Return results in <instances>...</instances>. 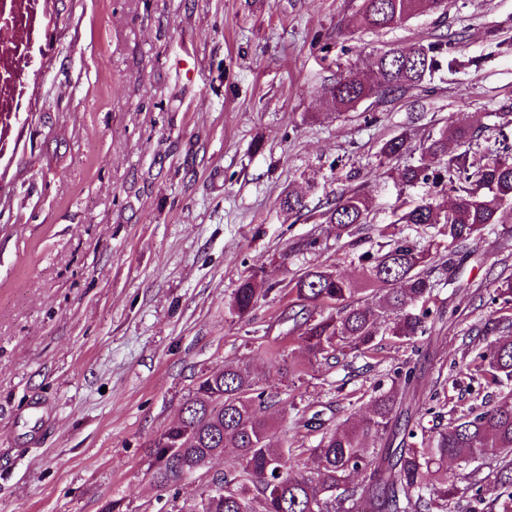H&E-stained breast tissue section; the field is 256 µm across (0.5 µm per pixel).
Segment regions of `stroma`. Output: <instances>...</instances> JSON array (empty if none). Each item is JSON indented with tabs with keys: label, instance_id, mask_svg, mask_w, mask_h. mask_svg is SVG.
<instances>
[{
	"label": "stroma",
	"instance_id": "35a3bbf8",
	"mask_svg": "<svg viewBox=\"0 0 512 512\" xmlns=\"http://www.w3.org/2000/svg\"><path fill=\"white\" fill-rule=\"evenodd\" d=\"M361 4L48 0L29 116L0 159V512H190L232 451L161 494L148 444L202 375L240 361L288 403L273 432L305 451L368 416L400 368L417 372L422 427L496 404L468 364L512 272V216L461 252V286L436 290L444 317L425 336L331 367L284 317L309 265L362 281L380 234L447 254L436 229L392 224L433 188L403 187L408 160L384 157L387 140L452 121L512 139V0H448L381 31L358 26ZM439 39L457 70L350 111L326 101L347 69L369 75L390 48ZM350 190L371 199L352 238L279 205L298 191L316 211ZM311 237L324 250L299 252ZM254 272L270 289L241 320L229 304ZM286 358L307 367L292 383Z\"/></svg>",
	"mask_w": 512,
	"mask_h": 512
}]
</instances>
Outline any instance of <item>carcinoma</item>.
Returning <instances> with one entry per match:
<instances>
[{"instance_id":"obj_1","label":"carcinoma","mask_w":512,"mask_h":512,"mask_svg":"<svg viewBox=\"0 0 512 512\" xmlns=\"http://www.w3.org/2000/svg\"><path fill=\"white\" fill-rule=\"evenodd\" d=\"M446 0H363L358 24L370 30L398 26L416 15L423 6L439 10ZM447 62L446 43L394 47L376 62V76L368 79L358 71L344 73L325 89L332 107L349 110L371 98L405 92L423 83ZM465 147L448 154V143ZM409 137L401 133L387 140L381 153L388 158L410 152ZM424 152L438 161L433 167L419 163L404 168L408 186L431 184L450 188L455 201L448 204L436 197L416 204L405 202L393 212L394 224L440 227L448 238V260L466 247L475 234L499 223V215L512 208V146L507 138L481 144V131L464 122L441 127L428 138ZM280 206L300 213L307 208L304 197L288 192ZM369 198L359 191L340 194L321 217L332 226L336 237H350L367 223ZM365 266L361 284L345 279L325 266L313 267L293 280L301 310L306 311L304 348L315 358H337L343 351L367 357L376 350L377 338L388 335L410 341L426 331L430 317L427 302L438 281L432 278L436 256L407 239H390L376 253L359 256ZM376 291L375 299L360 300L364 288ZM257 275L242 279L230 303V312L248 316L259 296ZM328 307L333 312L319 319L309 308ZM476 370L488 382L502 385L512 380V336L494 340L477 354ZM415 373L396 372L391 388L372 400V415L347 427L323 434L310 449L317 462L315 475L297 472V449L271 433L267 414L286 412L285 403L274 399L258 385L247 363L228 364L212 375L201 377L183 403L180 417L157 435L149 448L151 479L157 490L166 492L182 483L181 475L161 464L175 451L187 469L199 470L211 459L236 450L232 469L222 473L224 495L196 500L192 512H447L458 487L440 477L443 466L453 458L461 463L480 459L489 469L472 470L469 485L479 496L484 488L508 490L502 512H512V391L493 407L471 410L445 427L418 431L404 423L407 440L402 447L385 449L371 457L367 441L382 437L390 423L399 419L401 400ZM366 473L360 484H348L355 472Z\"/></svg>"}]
</instances>
